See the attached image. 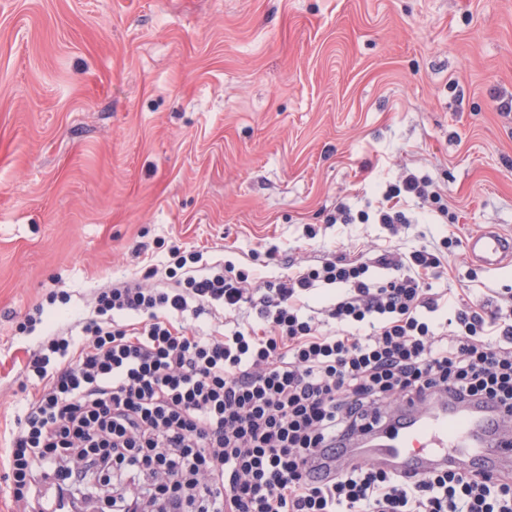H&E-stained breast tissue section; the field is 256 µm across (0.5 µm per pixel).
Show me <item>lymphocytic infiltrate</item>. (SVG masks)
Returning <instances> with one entry per match:
<instances>
[{"label":"lymphocytic infiltrate","instance_id":"lymphocytic-infiltrate-1","mask_svg":"<svg viewBox=\"0 0 512 512\" xmlns=\"http://www.w3.org/2000/svg\"><path fill=\"white\" fill-rule=\"evenodd\" d=\"M410 199L449 213L441 187L408 172L373 212L341 204L336 219L393 228ZM457 244L342 253L255 288L233 263L175 245L172 266L147 267L152 287L98 288L91 311L24 364L29 395L0 437L16 512L66 500L75 512H512V472L322 465L385 426L392 403L489 404L512 435V306L438 315L429 278ZM320 285L336 293L311 303ZM218 311L220 328L184 321Z\"/></svg>","mask_w":512,"mask_h":512}]
</instances>
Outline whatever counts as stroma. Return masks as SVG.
Masks as SVG:
<instances>
[{
    "label": "stroma",
    "instance_id": "obj_1",
    "mask_svg": "<svg viewBox=\"0 0 512 512\" xmlns=\"http://www.w3.org/2000/svg\"><path fill=\"white\" fill-rule=\"evenodd\" d=\"M512 0H0V432L38 345L108 281L171 245L253 277L334 252L512 233ZM453 223L331 224L407 172ZM432 287L470 303L512 289L464 249ZM70 295L48 305L49 293Z\"/></svg>",
    "mask_w": 512,
    "mask_h": 512
}]
</instances>
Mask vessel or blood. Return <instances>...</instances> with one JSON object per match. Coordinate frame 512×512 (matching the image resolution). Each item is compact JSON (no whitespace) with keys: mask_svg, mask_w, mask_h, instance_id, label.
I'll list each match as a JSON object with an SVG mask.
<instances>
[{"mask_svg":"<svg viewBox=\"0 0 512 512\" xmlns=\"http://www.w3.org/2000/svg\"><path fill=\"white\" fill-rule=\"evenodd\" d=\"M468 259L484 268L500 270L512 265V235L494 227L471 236L465 244ZM408 423L398 431L371 436L365 447L349 450L344 462L367 459L394 472L453 470L477 451L485 437L481 409L440 401L426 412L416 406L405 409ZM484 469L497 473L512 469V445L504 443L484 460Z\"/></svg>","mask_w":512,"mask_h":512,"instance_id":"vessel-or-blood-1","label":"vessel or blood"}]
</instances>
